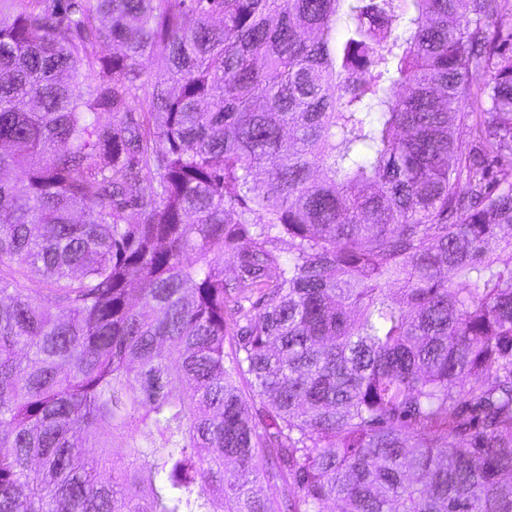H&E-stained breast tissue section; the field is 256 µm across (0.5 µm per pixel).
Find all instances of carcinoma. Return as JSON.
I'll return each instance as SVG.
<instances>
[{"instance_id": "carcinoma-1", "label": "carcinoma", "mask_w": 512, "mask_h": 512, "mask_svg": "<svg viewBox=\"0 0 512 512\" xmlns=\"http://www.w3.org/2000/svg\"><path fill=\"white\" fill-rule=\"evenodd\" d=\"M11 5L0 512H512L501 0Z\"/></svg>"}]
</instances>
